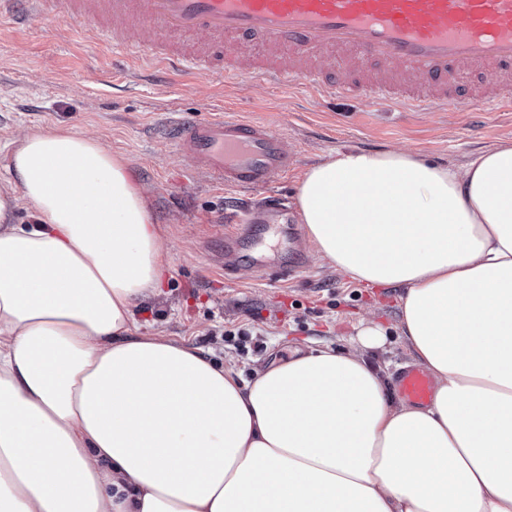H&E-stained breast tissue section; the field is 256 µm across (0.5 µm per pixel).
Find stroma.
Segmentation results:
<instances>
[{"label":"stroma","instance_id":"1","mask_svg":"<svg viewBox=\"0 0 512 512\" xmlns=\"http://www.w3.org/2000/svg\"><path fill=\"white\" fill-rule=\"evenodd\" d=\"M284 134L298 167L275 184L291 220L303 174L341 148L369 152L409 149L459 167L480 152L512 142V112H396L363 97L332 100L304 87H272L243 80L223 86L202 77L159 79L148 61L115 65L111 47L91 44L76 19L58 30L18 29L0 17V190L20 193L9 169L11 145L26 133L72 129L126 158L143 188L167 247L163 292L138 303L139 335L185 342L212 359L235 365L244 380L275 360L327 345L343 346L365 327L387 329L384 346L368 351L384 374L411 362L395 326L400 288L371 286L336 270L318 253L309 269L279 274L262 267L263 252L285 259L288 227L260 236L238 272L225 271V213L237 194L211 187L190 161L168 147L157 125L164 111L207 118L217 104ZM249 333L246 351L225 343L223 329Z\"/></svg>","mask_w":512,"mask_h":512}]
</instances>
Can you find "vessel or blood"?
<instances>
[{
    "label": "vessel or blood",
    "mask_w": 512,
    "mask_h": 512,
    "mask_svg": "<svg viewBox=\"0 0 512 512\" xmlns=\"http://www.w3.org/2000/svg\"><path fill=\"white\" fill-rule=\"evenodd\" d=\"M4 14L42 28L78 17L118 61L146 59L168 75L363 96L401 112L512 109V0H0ZM232 39L259 48L224 52ZM334 62L355 80L327 76ZM468 71L485 73V84L461 90L457 78ZM163 132L197 172L223 187L262 191L258 209H280L270 188L295 165L283 135L224 114L172 118ZM265 230L249 224L230 238L225 266H236L247 237ZM396 386L413 405L434 393L432 377L415 367L401 369Z\"/></svg>",
    "instance_id": "obj_1"
}]
</instances>
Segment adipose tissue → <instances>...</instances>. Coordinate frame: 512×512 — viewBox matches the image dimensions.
<instances>
[{"label": "adipose tissue", "instance_id": "obj_1", "mask_svg": "<svg viewBox=\"0 0 512 512\" xmlns=\"http://www.w3.org/2000/svg\"><path fill=\"white\" fill-rule=\"evenodd\" d=\"M9 166L0 512H512V142L458 168L339 149L298 187L322 258L405 288L425 407L393 404L367 360L379 326L248 383L138 335L167 257L126 160L61 129L18 139Z\"/></svg>", "mask_w": 512, "mask_h": 512}]
</instances>
